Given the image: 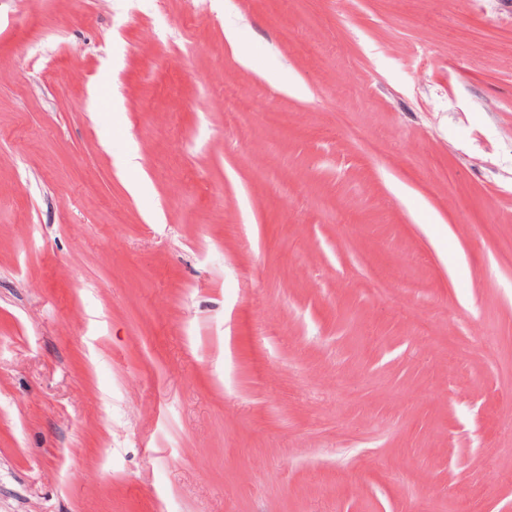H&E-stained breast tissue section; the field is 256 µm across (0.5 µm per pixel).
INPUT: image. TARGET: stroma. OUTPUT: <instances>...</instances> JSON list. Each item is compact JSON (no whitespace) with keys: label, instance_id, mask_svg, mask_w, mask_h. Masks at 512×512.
Returning <instances> with one entry per match:
<instances>
[{"label":"stroma","instance_id":"1","mask_svg":"<svg viewBox=\"0 0 512 512\" xmlns=\"http://www.w3.org/2000/svg\"><path fill=\"white\" fill-rule=\"evenodd\" d=\"M0 512H512V0H0Z\"/></svg>","mask_w":512,"mask_h":512}]
</instances>
